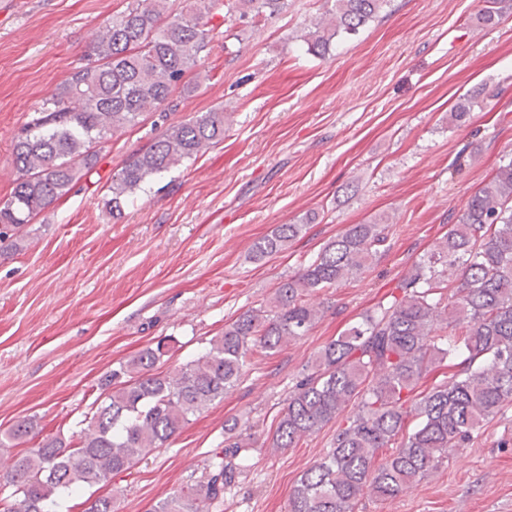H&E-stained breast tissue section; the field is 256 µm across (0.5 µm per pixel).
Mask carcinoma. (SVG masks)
Wrapping results in <instances>:
<instances>
[{
	"mask_svg": "<svg viewBox=\"0 0 512 512\" xmlns=\"http://www.w3.org/2000/svg\"><path fill=\"white\" fill-rule=\"evenodd\" d=\"M326 16L303 36L316 56L329 54L340 36H355L391 0H331ZM508 0H485L480 20L499 23ZM243 26L281 14L288 0H185L175 13L167 0H128L94 42L88 62L29 116L13 144L19 173L0 199V243L66 195L81 169L96 160L112 135L162 111L175 90L195 87L187 73L212 49L209 14ZM482 90L459 100L451 117L461 122ZM221 109L201 112L157 129L150 146L132 154L112 176V214L151 179L224 140ZM278 224L258 239L260 261L282 250L312 223ZM387 219L349 224L326 242L300 272L282 280L265 307L224 326L205 352L174 371L157 365L170 346L160 340L119 363L101 382L104 400L92 411L76 447L47 436L12 459L6 484L12 499L0 512H56L63 495L78 493L126 472L169 440L241 381L248 355H272L302 338L324 313L311 295L363 274L384 246ZM448 370L424 387L427 378ZM356 409L336 428L333 448L301 475L287 512H355L367 493L400 494L438 470L464 448L502 407L512 404V161L468 199L456 223L398 278L388 301L360 316L327 343L288 393L270 448H293ZM415 420L408 427L409 420ZM36 421H17L0 439L22 440ZM238 422L224 427L201 475L166 494L152 512H203L218 508L235 485L242 448ZM393 452L379 458V452Z\"/></svg>",
	"mask_w": 512,
	"mask_h": 512,
	"instance_id": "obj_1",
	"label": "carcinoma"
}]
</instances>
